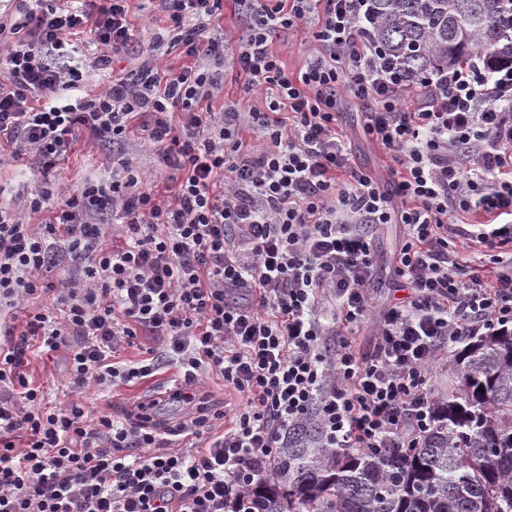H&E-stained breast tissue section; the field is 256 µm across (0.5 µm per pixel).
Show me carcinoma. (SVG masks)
<instances>
[{
  "label": "carcinoma",
  "mask_w": 512,
  "mask_h": 512,
  "mask_svg": "<svg viewBox=\"0 0 512 512\" xmlns=\"http://www.w3.org/2000/svg\"><path fill=\"white\" fill-rule=\"evenodd\" d=\"M364 35L408 83L512 60V0H370ZM459 385L414 448H336L317 411L288 427L254 512H512V329L455 350ZM484 391H479V388Z\"/></svg>",
  "instance_id": "1"
}]
</instances>
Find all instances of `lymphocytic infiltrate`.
<instances>
[{
    "instance_id": "1",
    "label": "lymphocytic infiltrate",
    "mask_w": 512,
    "mask_h": 512,
    "mask_svg": "<svg viewBox=\"0 0 512 512\" xmlns=\"http://www.w3.org/2000/svg\"><path fill=\"white\" fill-rule=\"evenodd\" d=\"M128 2L17 0V19L0 23L15 37L0 48V143L40 175L20 210L0 208V512H245L289 425L315 408L338 446L415 447L439 399L434 364L465 337L512 328V64L410 88L362 36L368 0H237L246 31L219 39L224 0H157L167 25L138 47ZM284 29L315 48L294 73L272 47ZM164 44L181 67L154 66ZM130 56L136 72L113 74ZM228 61L264 109L228 98L214 110ZM87 66L110 76L89 100ZM345 98L362 105L390 185L355 162L338 124ZM139 114L168 194L126 155L111 178L61 188L80 134L123 144ZM41 213L33 230L27 217ZM383 224L407 232L392 262L401 296L377 317ZM114 231L121 245L107 244ZM459 237L495 276L458 261ZM54 265L65 271L52 281ZM38 297L49 305L14 330ZM371 320L362 353L353 334ZM141 336L160 354L118 364ZM34 342L64 355L59 405L22 370ZM166 358L184 379L178 399H194L208 369L245 397L221 438L170 451L146 416L90 417L87 393Z\"/></svg>"
}]
</instances>
